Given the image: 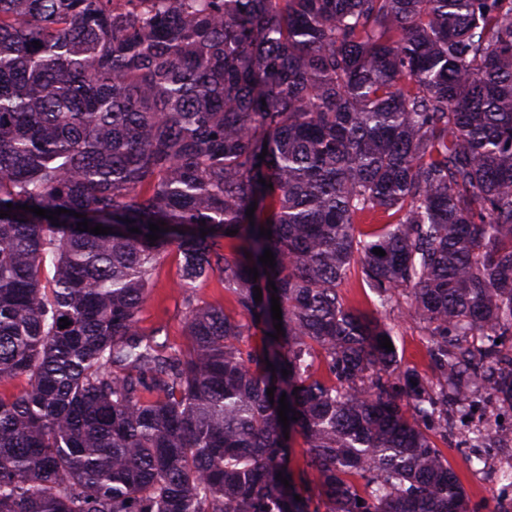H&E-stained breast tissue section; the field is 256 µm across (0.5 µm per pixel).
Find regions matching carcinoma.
I'll return each instance as SVG.
<instances>
[{
	"label": "carcinoma",
	"mask_w": 512,
	"mask_h": 512,
	"mask_svg": "<svg viewBox=\"0 0 512 512\" xmlns=\"http://www.w3.org/2000/svg\"><path fill=\"white\" fill-rule=\"evenodd\" d=\"M1 211L0 512H469L427 432L512 408V0H0ZM172 248L183 348L138 321ZM345 300L363 310L364 312L378 316L382 319L399 321L400 331L393 336L397 350V360L402 366H410L427 377L432 376V363L429 356L425 336L419 329L402 321L401 314L394 312L376 311L374 301L376 296L361 280V274L357 267L351 269L348 279L342 286ZM196 289L200 302L221 305L226 311L233 309L232 296L224 291V285L217 275L201 282Z\"/></svg>",
	"instance_id": "carcinoma-1"
}]
</instances>
